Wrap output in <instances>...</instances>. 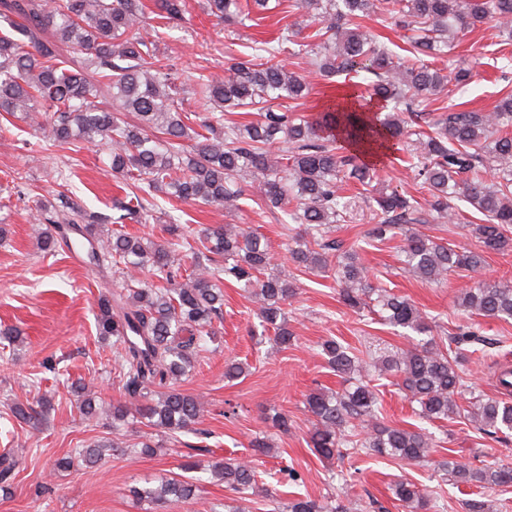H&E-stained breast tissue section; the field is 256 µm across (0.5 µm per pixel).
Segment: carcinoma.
<instances>
[{
    "mask_svg": "<svg viewBox=\"0 0 512 512\" xmlns=\"http://www.w3.org/2000/svg\"><path fill=\"white\" fill-rule=\"evenodd\" d=\"M208 14L220 24L249 19L240 0H206ZM308 22L318 26L313 47L293 50L314 55L316 72L325 80L352 74L367 76L369 96L356 91L341 104L311 116L275 110L269 102L307 97V76L287 67L282 49L266 42L250 56L233 58L225 75L199 76L198 94L209 110L195 116L178 98L180 74L159 48V36L148 38L141 0H0V21L10 35L0 34V133L10 131L9 117L30 119L37 137L50 146L73 142L111 147L112 175L129 192L116 206L112 223H140L154 217L169 224L173 240L143 243L118 230L105 237L99 225L75 207L66 194L57 196L55 217L38 238L44 252H56L68 242L87 243L88 262H109L122 285L97 301V336L112 341L119 354V373L128 401L112 406V428L140 417L170 432L192 429L202 404L173 387L193 367L204 337L216 335L214 323L224 319V279L243 284L257 304V316L273 341L288 346L295 336L288 329L282 305L295 293L291 281L272 264L270 245L238 226L206 225L193 230L160 206L167 202L240 209L243 185L256 189L271 206L281 209L287 225L304 233L288 248L292 262L305 269L330 273L341 285L344 304L378 308L385 324L418 336L412 348L398 350L373 362L381 376L398 379L418 415L445 420L461 412L458 396L465 381L458 365L486 353L476 331L448 334L442 348L431 326L411 301L387 286L371 282L360 263L358 245L330 237L331 225L352 208L342 184L355 180L370 187L376 169L361 160L358 147L416 136L411 163L415 178L430 195L429 208L406 193L377 189L369 196L374 224L369 235L384 241L405 231V269L426 282H439L450 270L474 271L484 253L511 252L512 237V94L489 112H423L422 103L452 85L462 89L465 68H438L437 60L455 48V41L489 21L512 38V0H388L384 22L410 32L407 46L395 51L364 29L360 19L373 11V0H296ZM156 18L172 29L185 19L186 0H156ZM77 57L63 58L64 48ZM260 106L256 119L224 123V111ZM135 114L136 122L121 118ZM196 120L197 127L190 125ZM285 143L274 155L269 148ZM494 173V181L482 172ZM481 215L475 233L481 250H454L443 242L403 225L433 219L463 220L452 200ZM195 256V272L183 275L176 249ZM152 271L162 285L137 274ZM461 305L478 315L512 319V285L480 282L460 296ZM329 366L340 375L362 372L349 346L333 339L320 345ZM80 412L96 414L94 397L80 381L71 383ZM315 418L312 448L326 459L344 458V451L370 448L379 455L406 462L429 456L433 438L422 428L373 425L360 439L350 438L356 423L377 418L378 398L360 380L342 392L318 388L305 400ZM51 405L15 404L10 416L30 423L48 416ZM468 414L486 434L512 430V403L502 399L470 402ZM448 474L461 483L482 488L512 484L511 467H469L446 462ZM212 475L238 494L256 484L244 462L213 466ZM200 479H162L137 491L152 502L168 503L198 496ZM394 495L408 512H427L429 497L414 483L400 481Z\"/></svg>",
    "mask_w": 512,
    "mask_h": 512,
    "instance_id": "1",
    "label": "carcinoma"
}]
</instances>
